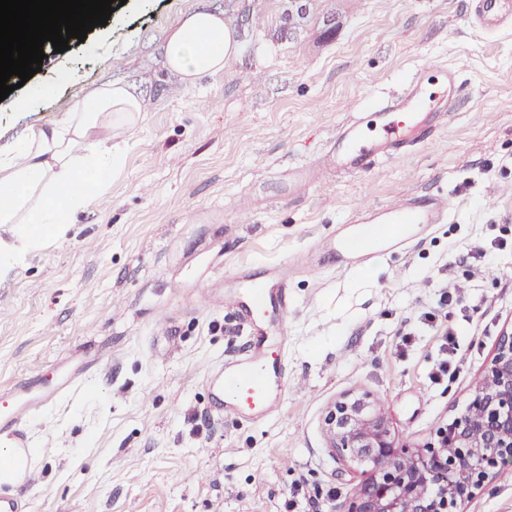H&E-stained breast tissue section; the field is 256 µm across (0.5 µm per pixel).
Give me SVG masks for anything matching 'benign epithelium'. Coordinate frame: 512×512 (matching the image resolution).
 I'll use <instances>...</instances> for the list:
<instances>
[{
	"label": "benign epithelium",
	"instance_id": "7a95c632",
	"mask_svg": "<svg viewBox=\"0 0 512 512\" xmlns=\"http://www.w3.org/2000/svg\"><path fill=\"white\" fill-rule=\"evenodd\" d=\"M323 423L336 458L366 474L345 512H466L512 469V332L500 336L465 410L429 447L398 446L381 401L365 391L339 396Z\"/></svg>",
	"mask_w": 512,
	"mask_h": 512
}]
</instances>
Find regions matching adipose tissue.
Listing matches in <instances>:
<instances>
[{
    "instance_id": "ef3b65f1",
    "label": "adipose tissue",
    "mask_w": 512,
    "mask_h": 512,
    "mask_svg": "<svg viewBox=\"0 0 512 512\" xmlns=\"http://www.w3.org/2000/svg\"><path fill=\"white\" fill-rule=\"evenodd\" d=\"M239 41L223 16H187L168 39L167 64L184 85L223 71ZM142 100L120 82L99 86L77 101L57 124L29 129L0 146V276L25 254L62 241L86 205L82 184L93 172L107 175L120 152L102 131L112 117L133 119Z\"/></svg>"
}]
</instances>
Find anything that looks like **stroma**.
<instances>
[{
  "instance_id": "1",
  "label": "stroma",
  "mask_w": 512,
  "mask_h": 512,
  "mask_svg": "<svg viewBox=\"0 0 512 512\" xmlns=\"http://www.w3.org/2000/svg\"><path fill=\"white\" fill-rule=\"evenodd\" d=\"M195 12L223 15L241 51L185 87L167 42ZM429 60L461 69L457 110L432 144L328 169L347 114ZM61 68L71 80L35 111L0 101V145L107 81L145 108L112 127L123 159L66 240L0 278V402L19 379L50 385L90 365L28 419L38 456L15 490L25 512H289L299 484L318 497L309 512H342L362 475L328 446L332 401L373 393L397 444L418 448L465 407L512 328V249L483 269L459 263L512 242V20L484 25L473 0H126L38 77ZM437 190L455 213L404 248L350 269L325 249L362 195L384 205ZM276 266L288 269V319L268 315L266 339L288 389L265 418L218 414L207 371L248 347L224 296L239 274ZM455 284L451 310L441 299ZM450 340L451 379L436 374Z\"/></svg>"
}]
</instances>
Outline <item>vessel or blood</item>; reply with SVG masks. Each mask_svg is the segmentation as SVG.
<instances>
[{
	"instance_id": "1",
	"label": "vessel or blood",
	"mask_w": 512,
	"mask_h": 512,
	"mask_svg": "<svg viewBox=\"0 0 512 512\" xmlns=\"http://www.w3.org/2000/svg\"><path fill=\"white\" fill-rule=\"evenodd\" d=\"M479 7L487 22L512 16V0H479ZM458 94L456 69L443 71L434 62H427L422 74L412 78L400 94L371 97L338 127L329 145L328 162L337 169L360 171L379 159L399 157L415 146L430 143L453 112ZM453 210L452 197L440 192L408 195L386 207L362 197L349 227L336 236V251L346 266L368 264L404 245L413 226L444 223ZM287 286L288 270L284 267L276 269L270 284L239 280L232 301L246 309L254 349L247 357L209 372L207 385L215 409H223L229 399L238 415H261L284 393L281 358L265 352L261 325L272 311L287 317ZM71 384L68 377L52 388L18 381L11 399L0 404V447H28L26 419L63 396Z\"/></svg>"
}]
</instances>
